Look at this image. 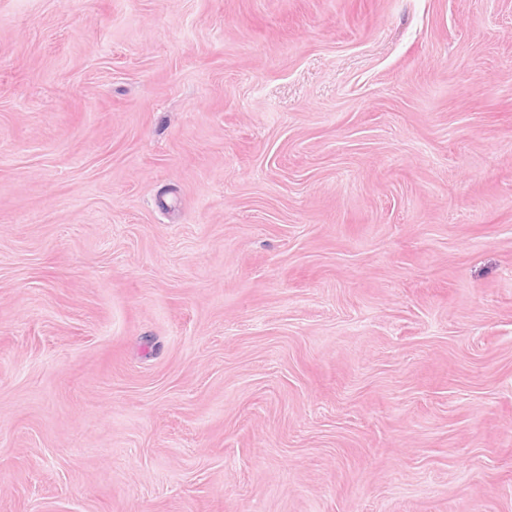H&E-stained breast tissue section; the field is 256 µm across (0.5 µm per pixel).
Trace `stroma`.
I'll return each instance as SVG.
<instances>
[{"label":"stroma","instance_id":"35a3bbf8","mask_svg":"<svg viewBox=\"0 0 512 512\" xmlns=\"http://www.w3.org/2000/svg\"><path fill=\"white\" fill-rule=\"evenodd\" d=\"M0 512H512V0H0Z\"/></svg>","mask_w":512,"mask_h":512}]
</instances>
